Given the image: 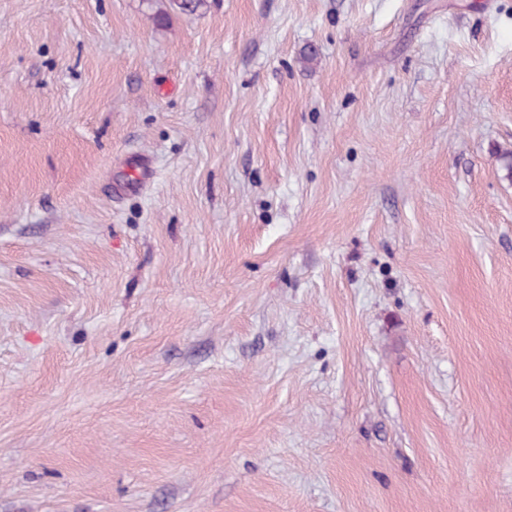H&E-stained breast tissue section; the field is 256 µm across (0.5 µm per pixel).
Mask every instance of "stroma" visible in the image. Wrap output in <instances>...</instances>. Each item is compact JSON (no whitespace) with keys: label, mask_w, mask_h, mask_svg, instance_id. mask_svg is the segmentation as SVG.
<instances>
[{"label":"stroma","mask_w":512,"mask_h":512,"mask_svg":"<svg viewBox=\"0 0 512 512\" xmlns=\"http://www.w3.org/2000/svg\"><path fill=\"white\" fill-rule=\"evenodd\" d=\"M165 6L0 0V512H512V0Z\"/></svg>","instance_id":"35a3bbf8"}]
</instances>
